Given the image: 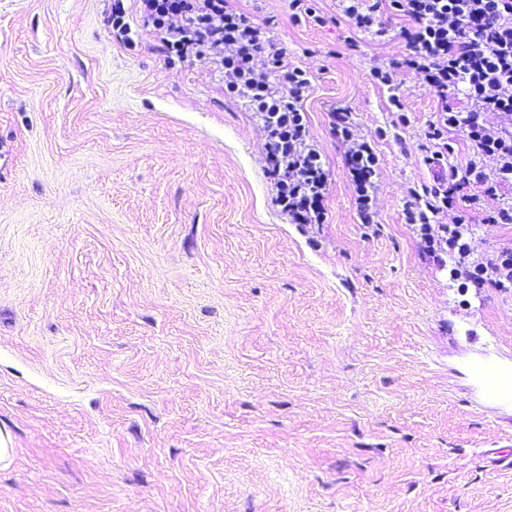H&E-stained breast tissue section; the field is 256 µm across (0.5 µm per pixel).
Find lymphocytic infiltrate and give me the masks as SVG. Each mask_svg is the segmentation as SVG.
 Instances as JSON below:
<instances>
[{"label":"lymphocytic infiltrate","instance_id":"f902f5d3","mask_svg":"<svg viewBox=\"0 0 512 512\" xmlns=\"http://www.w3.org/2000/svg\"><path fill=\"white\" fill-rule=\"evenodd\" d=\"M144 5L168 61L217 62L224 73L225 97L243 101L262 122L278 205L293 223H324L328 172L306 139L304 102L312 87L308 72L291 64L287 48L230 0H144ZM341 6L350 27L374 40L388 34L380 9L407 20L399 30L407 54L370 71L375 84L390 90V107L399 124L409 122L396 83L399 70L405 69L438 102L439 116L428 133L437 146L434 160L443 161L450 152L449 131L467 137L465 166L437 174L432 184L411 191L404 222L417 225L430 254L448 253L454 262L451 278L478 288H512V246L472 259L465 218L452 224L438 219L463 197L473 206L496 201L484 224H512V202L501 198L504 188H512V0H341ZM261 55L282 70V80L254 66V58ZM488 112L510 116L511 121L487 125ZM331 124L345 147L358 214L362 223H373L378 157L356 135L349 109H334ZM488 157L496 162L490 173L484 168Z\"/></svg>","mask_w":512,"mask_h":512}]
</instances>
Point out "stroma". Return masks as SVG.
I'll return each instance as SVG.
<instances>
[{"label": "stroma", "instance_id": "1", "mask_svg": "<svg viewBox=\"0 0 512 512\" xmlns=\"http://www.w3.org/2000/svg\"><path fill=\"white\" fill-rule=\"evenodd\" d=\"M122 2L128 35L112 28ZM310 72L321 224L275 201L268 133L217 64L168 63L142 0H0V512H512V288L463 289L404 223L437 101L400 71L409 126L339 0H233ZM378 159L361 223L330 113ZM385 136H378V129ZM473 256L512 245L466 202ZM315 0H289L288 9L290 11L289 18L295 24H301L307 19H312L315 23H322V16L316 14L314 8ZM484 396L488 401H499L512 398V374L504 371L499 365L488 360L479 371Z\"/></svg>", "mask_w": 512, "mask_h": 512}]
</instances>
